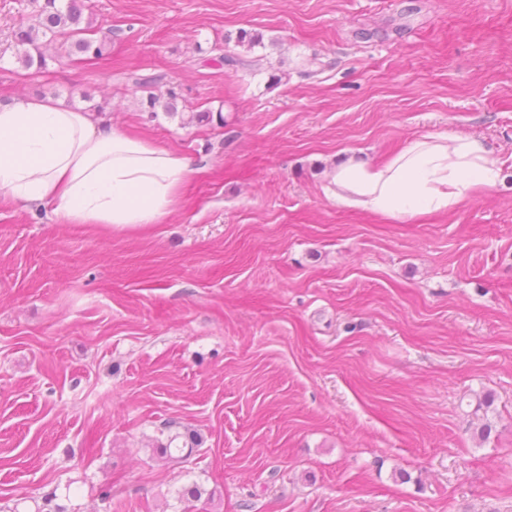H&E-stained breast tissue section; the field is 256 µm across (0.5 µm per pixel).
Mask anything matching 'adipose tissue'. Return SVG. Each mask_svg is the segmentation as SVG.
Segmentation results:
<instances>
[{"label":"adipose tissue","mask_w":512,"mask_h":512,"mask_svg":"<svg viewBox=\"0 0 512 512\" xmlns=\"http://www.w3.org/2000/svg\"><path fill=\"white\" fill-rule=\"evenodd\" d=\"M500 173L480 140L438 133L381 162L346 155L323 190L337 205L407 220L454 210ZM191 174L183 157L91 113L37 97L0 106V192L53 205L58 223H162Z\"/></svg>","instance_id":"ef3b65f1"}]
</instances>
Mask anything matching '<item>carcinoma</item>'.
I'll return each mask as SVG.
<instances>
[{"label":"carcinoma","mask_w":512,"mask_h":512,"mask_svg":"<svg viewBox=\"0 0 512 512\" xmlns=\"http://www.w3.org/2000/svg\"><path fill=\"white\" fill-rule=\"evenodd\" d=\"M35 5L31 16L19 23L14 31L19 62L25 68L36 66L43 68L46 60L42 47L63 37L71 42L75 52L89 59H99L112 43V31L101 32L95 37L93 23L84 19L86 0H31ZM133 84L138 88L149 90L142 105L147 112H154L160 102V95L154 90L165 88L167 101L164 110H174L177 93L169 86L166 75L160 72L133 76Z\"/></svg>","instance_id":"1"}]
</instances>
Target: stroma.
Listing matches in <instances>:
<instances>
[{
	"instance_id": "35a3bbf8",
	"label": "stroma",
	"mask_w": 512,
	"mask_h": 512,
	"mask_svg": "<svg viewBox=\"0 0 512 512\" xmlns=\"http://www.w3.org/2000/svg\"><path fill=\"white\" fill-rule=\"evenodd\" d=\"M92 5L107 54L36 70L0 0V102H109L195 174L122 230L0 193V512H512V0ZM429 133L502 182L410 222L326 197L337 156ZM133 84L137 88L156 90L161 87H167L165 90V95L167 96L168 101L164 102V110L173 111L174 110V101L177 98V93L175 92L173 87L169 86V82L167 81L166 75L160 72H154L149 74H139L134 75Z\"/></svg>"
}]
</instances>
